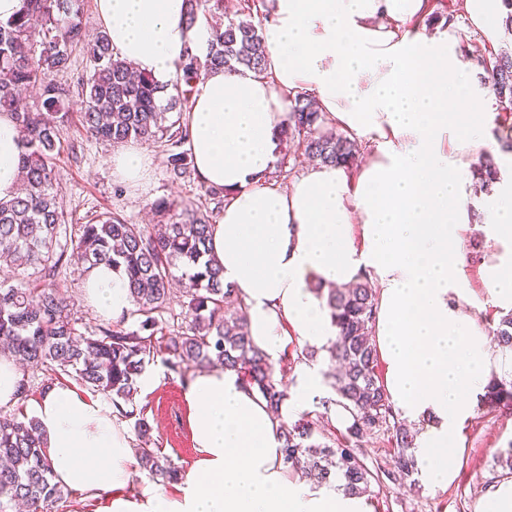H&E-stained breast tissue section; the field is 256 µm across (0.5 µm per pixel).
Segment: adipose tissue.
<instances>
[{
	"instance_id": "adipose-tissue-1",
	"label": "adipose tissue",
	"mask_w": 512,
	"mask_h": 512,
	"mask_svg": "<svg viewBox=\"0 0 512 512\" xmlns=\"http://www.w3.org/2000/svg\"><path fill=\"white\" fill-rule=\"evenodd\" d=\"M265 72L216 70L187 114L196 174L230 195L210 234L224 285L248 313L270 363L291 343L327 349L336 335L321 290L365 276L378 290L375 337L385 389L416 425L414 456L434 489L456 477L463 423L492 377L512 374L473 300L460 240L471 230L466 187L483 127L462 115L487 89L466 68L451 30L421 26L427 0H268ZM114 55L171 83L187 46L205 50L206 17L186 23L185 0H96ZM488 44L503 0H464ZM315 97L331 126L371 150L354 169L304 168L288 186L268 178L290 94ZM20 135L0 113V200L18 190ZM500 246L479 277L493 305L512 308V188L490 195L482 226ZM101 319L130 307L123 271L102 265L84 284ZM329 389L321 366L300 363L279 411L230 370L197 372L184 398L196 459L174 494L125 487L132 438L110 403L55 382L37 402L55 482L103 499L101 512H370L366 497L288 474L280 426Z\"/></svg>"
}]
</instances>
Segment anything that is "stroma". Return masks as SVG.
I'll use <instances>...</instances> for the list:
<instances>
[{
    "label": "stroma",
    "instance_id": "35a3bbf8",
    "mask_svg": "<svg viewBox=\"0 0 512 512\" xmlns=\"http://www.w3.org/2000/svg\"><path fill=\"white\" fill-rule=\"evenodd\" d=\"M63 142L58 182L71 223H86L92 213L109 210L138 224H154L158 217L151 205L159 198L197 204L205 199L198 179L169 180L159 145H151L150 175L137 186L114 173L110 159L116 146L86 139L76 117L65 122ZM149 368L159 376L156 390L143 398L154 445L181 468H188L195 451L187 421L186 385L169 370L163 356H155ZM460 440L463 452L457 457V477L447 489L434 490L421 481L412 486L375 485L367 496L372 512H475L493 476L494 455L512 443V410L476 407Z\"/></svg>",
    "mask_w": 512,
    "mask_h": 512
}]
</instances>
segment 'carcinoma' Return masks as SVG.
Segmentation results:
<instances>
[{"instance_id":"cac0c4a2","label":"carcinoma","mask_w":512,"mask_h":512,"mask_svg":"<svg viewBox=\"0 0 512 512\" xmlns=\"http://www.w3.org/2000/svg\"><path fill=\"white\" fill-rule=\"evenodd\" d=\"M187 24L199 13H223L224 0H186ZM86 0H24L23 10L0 21V111L14 114L22 150L19 165L23 190L0 200V358L23 372L19 399L28 397L37 373L40 387L50 389L55 376L75 374L93 392L112 400L118 415L133 422L138 438L135 459L140 471L165 483L178 480L180 467L152 446V426L139 403V378L146 361L165 355L182 380L189 372L220 364L235 371L274 410L287 391L274 379L275 368L256 348L248 330L245 304L224 287L223 269L209 257V229L228 192L204 188L214 207L160 198L157 225L136 224L117 212L94 215L85 224L68 223L58 196L62 125L73 96L81 98L79 123L86 136L110 144L130 139L159 144L172 182L195 174L186 112L200 77L212 69L263 72L266 45L262 29L247 20H228L211 28L206 53L186 48L177 63L171 88L133 71L114 55L108 34L86 42ZM86 53V75L72 85L64 80L76 52ZM481 82L499 105L512 111V55H491L483 63ZM36 92L27 106L21 94ZM279 134L292 147L322 163L354 164L360 144L328 125L312 98L292 97L288 122ZM484 188L502 180L488 156L473 172ZM101 263L121 268L129 282L128 316L114 324L92 325L60 282L73 267L89 275ZM181 282L179 294L173 281ZM326 305L336 339L328 349L336 371L329 374L335 397L354 413L344 442L316 437L317 422L301 418L282 426V465L302 470L327 485L342 482L350 495L366 493L371 484H402L417 468L411 450L415 432L401 421L378 373V352L369 332L376 319V291L358 278L346 288L328 291ZM498 346L512 352V312L493 329ZM489 408L512 406V377L494 378L480 396ZM389 433L395 445L394 467L371 468L364 459V436ZM55 483L44 452L38 421L0 412V512H52L68 496Z\"/></svg>"}]
</instances>
